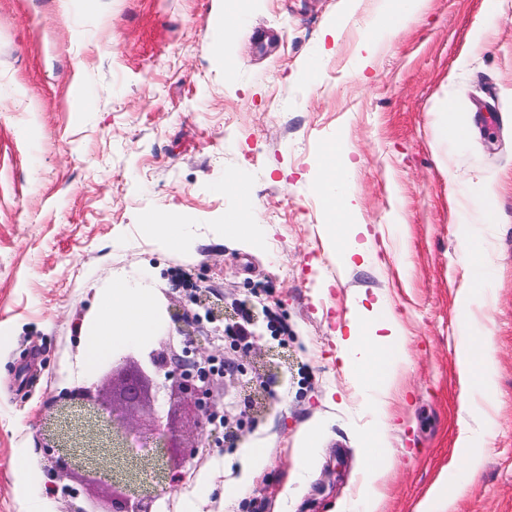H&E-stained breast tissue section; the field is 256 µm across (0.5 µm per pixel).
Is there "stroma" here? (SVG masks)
Instances as JSON below:
<instances>
[{"mask_svg":"<svg viewBox=\"0 0 512 512\" xmlns=\"http://www.w3.org/2000/svg\"><path fill=\"white\" fill-rule=\"evenodd\" d=\"M0 0V512H79L89 489L41 446L59 431L49 400L100 380L86 327L108 288L153 275L157 326L130 342L184 347L168 312L198 319L196 347L230 364L210 447L169 489L145 478L152 512H341L356 496L377 411L392 466L380 512H512V0H429L359 45L379 0ZM455 116L466 138L442 141ZM350 158V188L375 253L348 266L326 239L317 163ZM248 198L226 194L225 181ZM492 204L482 244L463 224ZM172 215L186 242L156 245ZM488 280L464 305L472 265ZM182 273L223 305L210 320L173 281ZM382 301L403 336L395 387L364 392L336 356L335 331ZM249 346L232 341L241 309ZM489 331L497 386L476 401L494 423L481 469L460 481L466 388L460 326ZM287 346L263 374L272 347ZM319 436L308 455V431ZM261 460H254L253 450ZM463 482L451 500L435 485ZM157 217H161L163 221H159ZM184 224H171L168 215L157 214L153 222L149 224V230L153 241L161 246H180L186 240Z\"/></svg>","mask_w":512,"mask_h":512,"instance_id":"obj_1","label":"stroma"}]
</instances>
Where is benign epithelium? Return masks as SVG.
<instances>
[{
	"label": "benign epithelium",
	"mask_w": 512,
	"mask_h": 512,
	"mask_svg": "<svg viewBox=\"0 0 512 512\" xmlns=\"http://www.w3.org/2000/svg\"><path fill=\"white\" fill-rule=\"evenodd\" d=\"M171 320L185 338L192 336L194 319L184 310L170 312ZM149 364L138 361L132 354H119L112 361V400L103 396L96 382L65 391L54 399L55 406L65 413L80 408L78 420L62 430L60 440L44 445L54 467L74 471L89 467V474L107 472L112 475V492L102 512H152L149 495H129L123 491L125 464L129 456L115 454L114 442L126 445L163 441V447L178 454L168 465L169 484L180 478L182 462L195 457L202 446L203 427L215 420L212 378L195 376L197 365L187 367L174 346L163 343L148 353ZM189 409L194 414L196 438H185L174 424L176 414ZM147 413L139 424L130 419Z\"/></svg>",
	"instance_id": "benign-epithelium-1"
}]
</instances>
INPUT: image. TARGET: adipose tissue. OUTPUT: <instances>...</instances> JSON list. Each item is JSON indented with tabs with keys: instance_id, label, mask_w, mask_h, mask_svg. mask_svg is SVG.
I'll return each mask as SVG.
<instances>
[{
	"instance_id": "1",
	"label": "adipose tissue",
	"mask_w": 512,
	"mask_h": 512,
	"mask_svg": "<svg viewBox=\"0 0 512 512\" xmlns=\"http://www.w3.org/2000/svg\"><path fill=\"white\" fill-rule=\"evenodd\" d=\"M427 4L428 0H382L373 27L375 36L400 29L409 19L423 12ZM375 36L360 47L362 66H369L372 61ZM318 168L323 175L322 192L334 218L332 224L326 225L325 232L332 236L338 224H359V206L344 183L349 163H335L333 157L329 156L319 161ZM151 280V272L144 271L137 277L113 285L98 305L94 335L109 337L115 348L137 337L150 335L156 328L155 305L149 291ZM382 308L379 302L368 308L358 307L346 332L337 333L336 346L345 363L361 366L364 375L359 379L360 386L385 395L393 386L398 365L383 346L397 341L401 331L395 317L382 316ZM457 360L471 392L486 394L494 389L496 367L490 338H476L472 336L469 325H462ZM458 424L457 445L462 450L461 475L466 478L482 465V452L477 443L488 432L491 420L488 415L478 414L470 403L465 402L460 408ZM389 468L387 458L373 456L367 459L360 492L349 505L351 512H378V488Z\"/></svg>"
}]
</instances>
